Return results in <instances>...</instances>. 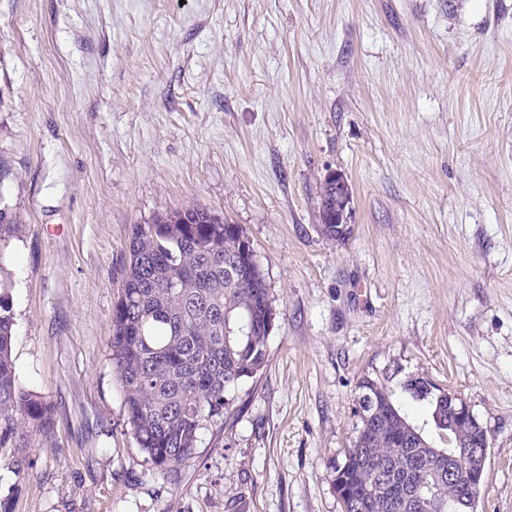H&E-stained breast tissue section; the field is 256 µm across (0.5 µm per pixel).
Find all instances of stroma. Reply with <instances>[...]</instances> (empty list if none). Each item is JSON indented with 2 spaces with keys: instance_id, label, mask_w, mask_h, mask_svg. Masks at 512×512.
<instances>
[{
  "instance_id": "obj_1",
  "label": "stroma",
  "mask_w": 512,
  "mask_h": 512,
  "mask_svg": "<svg viewBox=\"0 0 512 512\" xmlns=\"http://www.w3.org/2000/svg\"><path fill=\"white\" fill-rule=\"evenodd\" d=\"M191 204L279 316L234 423L162 474L106 341L133 225ZM0 210L16 375L54 407L11 512H342L360 382L423 424L417 377L488 431L476 512H512V0H0ZM324 178L321 183L320 189V226L321 231L328 240H334L336 242H343L351 233L350 227L344 231L337 232L336 224L347 225L348 215L350 214L351 203H343L340 208L339 220H336V224L332 223L333 218H336L337 210L336 204L339 205L343 200L352 196V189L348 182H336V180H345L343 176L336 172H330Z\"/></svg>"
}]
</instances>
